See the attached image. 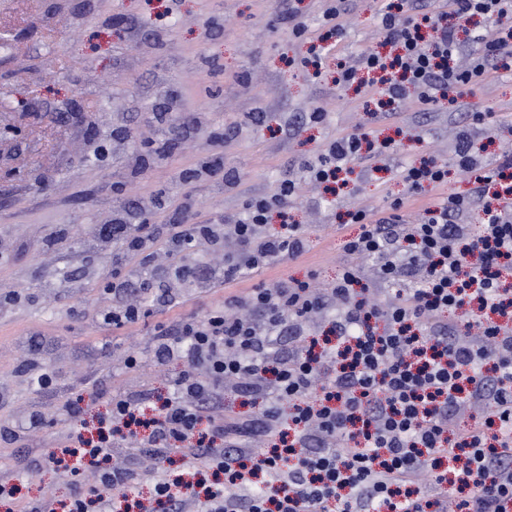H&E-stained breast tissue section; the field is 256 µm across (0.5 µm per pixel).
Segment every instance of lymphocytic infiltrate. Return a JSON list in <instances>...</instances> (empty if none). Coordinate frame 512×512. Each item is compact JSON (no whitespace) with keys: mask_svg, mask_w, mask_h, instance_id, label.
<instances>
[{"mask_svg":"<svg viewBox=\"0 0 512 512\" xmlns=\"http://www.w3.org/2000/svg\"><path fill=\"white\" fill-rule=\"evenodd\" d=\"M512 13V0H448L435 14L419 0H399L381 15V35L390 54L365 50L358 67L337 63V81L371 74L367 96L383 111L395 110L406 87L421 102L449 98L488 64L512 68V31L476 37L471 47L457 38L461 23ZM341 0H327L323 29L303 64L322 69L344 31ZM386 155L391 143L374 144L363 130L330 141L304 168L317 185L336 182L363 152ZM456 167L471 189L424 207L417 223L401 211L424 186L443 187L447 165L424 159L407 165L408 194L391 212H349L356 235L344 243L352 260L325 291L299 280L262 283L245 297L228 295L204 319L189 318L161 330L158 362L185 359L188 368L166 398L112 399L110 435L90 440L70 436L42 457L41 467L74 480L63 500L41 499L27 512H88L126 496L133 469L116 461L128 440L155 458L153 506L130 500L137 512H512V158L485 168L468 139L456 149ZM296 193L285 180L278 193L248 200L222 224H184L167 242L171 253L199 248L205 269L186 266L197 287L238 281L244 274L297 259L309 249L288 202ZM479 204L481 223H458ZM282 230H267L271 217ZM236 249L225 253V240ZM378 262V275L396 284L406 270L420 276L417 288L389 302L359 297V262ZM112 289L122 300L112 308L116 327L135 324L141 313L137 278L112 271ZM337 308L333 340L308 338L285 359L266 346L282 335L289 318ZM452 316L475 324L480 334L463 340L436 330ZM249 377L250 393L270 392L272 403L255 418H225L224 385ZM480 406L473 424L454 420L465 404ZM264 445L251 447L253 438ZM180 460L181 472L169 466ZM99 465L95 485L78 477L85 463ZM449 484L452 500L425 495L423 480Z\"/></svg>","mask_w":512,"mask_h":512,"instance_id":"lymphocytic-infiltrate-1","label":"lymphocytic infiltrate"}]
</instances>
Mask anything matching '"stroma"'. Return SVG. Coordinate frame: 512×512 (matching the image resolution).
<instances>
[{"label":"stroma","mask_w":512,"mask_h":512,"mask_svg":"<svg viewBox=\"0 0 512 512\" xmlns=\"http://www.w3.org/2000/svg\"><path fill=\"white\" fill-rule=\"evenodd\" d=\"M387 0H345L344 33L334 55L357 66L379 46ZM320 0H15L4 20L15 33L0 48V84L33 99L26 133L0 147V480L21 484L23 501L62 499L69 479L39 463L80 424L108 417L112 398L167 395L185 365L157 364L162 328L204 318L225 295L292 278L328 287L350 260L343 242L357 232L342 215L355 207L388 211L405 196L400 172L435 158L449 165L440 196L466 193L454 148L467 131L497 165L512 156V71L463 87L456 106L424 104L407 94L394 115L365 111L353 87L317 78L301 61L320 31ZM308 39L291 33L293 21ZM94 109L58 121L64 105ZM323 122H307L313 111ZM486 118L471 124L470 113ZM366 126L393 151L351 166L346 189L329 195L302 164L327 143ZM291 179L288 204L312 247L298 261L204 292L180 268L196 251L169 257L163 243L183 207L196 224L238 214L247 199L269 196ZM154 198L148 229L158 255L149 268L130 257L124 271L145 285L144 314L133 325L105 323L112 309V259L119 244L99 239L112 210ZM173 281L168 304L159 283ZM138 358L126 368L124 355ZM53 373L43 389L36 370ZM78 414H71V405Z\"/></svg>","instance_id":"1"}]
</instances>
